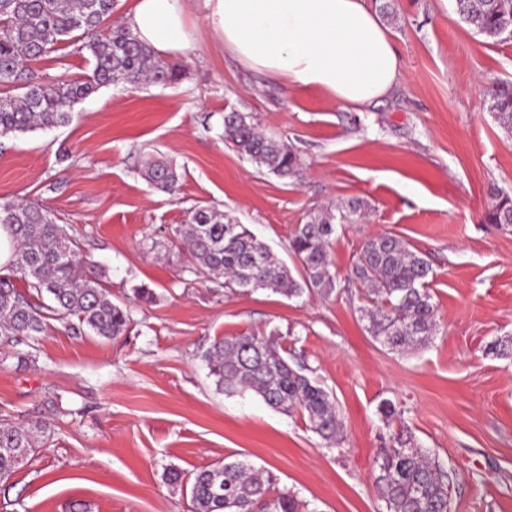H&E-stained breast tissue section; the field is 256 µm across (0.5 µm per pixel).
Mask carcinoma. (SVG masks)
<instances>
[{"label":"carcinoma","instance_id":"1","mask_svg":"<svg viewBox=\"0 0 512 512\" xmlns=\"http://www.w3.org/2000/svg\"><path fill=\"white\" fill-rule=\"evenodd\" d=\"M460 20L496 43L512 25V0H455ZM114 0H0V138L37 129L65 126L75 104L102 87L173 85L182 79L179 62L156 59L123 23L111 21ZM68 43L92 62L81 80L64 76L45 80L31 63ZM491 109L500 127L512 133V91L498 89ZM224 139L250 162L275 176H299L302 163L294 148L265 132L253 115L224 113ZM144 177L171 192L179 176L172 163L155 158ZM369 207L354 199L341 207H323L297 225L289 253L299 278L246 225L214 206L190 211L175 228L177 245L188 251L193 271L203 278H222L224 287L247 293L271 290L288 298L336 289L329 248L337 225L363 219ZM490 224L512 225V196L499 192L488 211ZM0 225L14 242L9 271L0 274V348L24 343L37 347L53 321L73 332L110 341L129 330L127 306L112 302V292L79 245L57 224L51 210L38 203L0 201ZM432 267L418 251L393 234H381L362 246L351 275L366 287L361 307L367 331L392 352L429 343L439 322L429 283ZM21 280L19 288L15 280ZM286 337L271 333L225 336L201 351L200 359L226 394L253 392L282 414L297 411L310 430L328 444L341 441L344 425L330 394L290 364ZM48 429L0 417V481L21 468L14 449L34 453ZM373 477L385 512H448L447 465L429 449L400 431L379 449ZM168 480L189 486L192 512H302L305 504L275 489L276 479L246 460L221 461L189 477L172 469Z\"/></svg>","mask_w":512,"mask_h":512}]
</instances>
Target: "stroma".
Here are the masks:
<instances>
[{
  "label": "stroma",
  "mask_w": 512,
  "mask_h": 512,
  "mask_svg": "<svg viewBox=\"0 0 512 512\" xmlns=\"http://www.w3.org/2000/svg\"><path fill=\"white\" fill-rule=\"evenodd\" d=\"M391 7L400 84L368 109L258 79L212 50L198 8V48L177 84L101 89L74 106L69 125L0 144V198L48 206L133 318L112 341L55 323L32 359L0 358V412L51 424L49 441L0 489V512L79 502L86 512H190L169 469L191 474L227 457L271 471L310 512H383L373 462L403 426L452 472L449 512H512V357L487 351L512 337V226L485 220L491 189L512 194V136L490 109L495 90L512 85V39L485 43L454 0ZM231 110L292 145L301 179L242 157L223 136ZM148 155L173 160L175 193L141 175ZM353 198L370 217L338 226L328 296L200 283L188 252L170 243L191 208L214 205L286 261L311 211ZM385 232L433 270L438 331L403 354L370 335L363 287L348 277L363 242ZM137 288L152 299L133 300ZM273 331L334 398L339 446L326 447L300 414L217 391L199 358L219 337ZM387 402L402 423L385 425Z\"/></svg>",
  "instance_id": "1"
}]
</instances>
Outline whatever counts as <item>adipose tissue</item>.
<instances>
[{
  "instance_id": "ef3b65f1",
  "label": "adipose tissue",
  "mask_w": 512,
  "mask_h": 512,
  "mask_svg": "<svg viewBox=\"0 0 512 512\" xmlns=\"http://www.w3.org/2000/svg\"><path fill=\"white\" fill-rule=\"evenodd\" d=\"M198 5L213 48L263 78L359 109L399 85L400 58L365 0H134L125 23L159 57L186 56L196 49L189 15Z\"/></svg>"
}]
</instances>
